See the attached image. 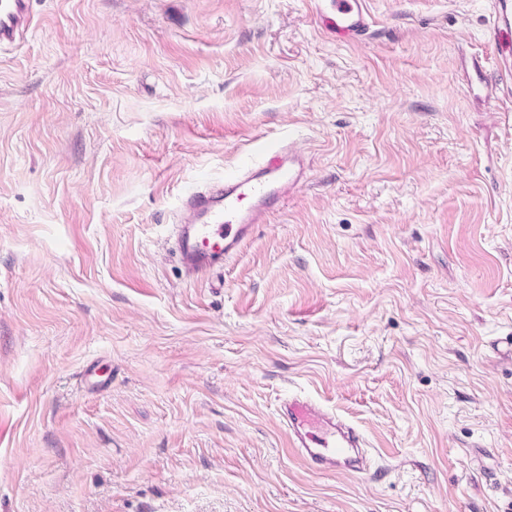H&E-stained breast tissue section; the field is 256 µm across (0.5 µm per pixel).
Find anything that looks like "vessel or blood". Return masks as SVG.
Returning a JSON list of instances; mask_svg holds the SVG:
<instances>
[{"label":"vessel or blood","mask_w":512,"mask_h":512,"mask_svg":"<svg viewBox=\"0 0 512 512\" xmlns=\"http://www.w3.org/2000/svg\"><path fill=\"white\" fill-rule=\"evenodd\" d=\"M32 0H0V45L20 39L32 24ZM321 20L333 23L337 34L362 38L369 20L365 0H316ZM493 46L504 69L512 68V0H493ZM304 155L288 146L270 147L239 174L215 187L190 194L189 213L178 225L173 252L193 277L223 268L254 235L257 225L307 177ZM282 420L288 446L311 470L323 474H360L370 457L358 430L332 409L309 397L283 400Z\"/></svg>","instance_id":"vessel-or-blood-1"}]
</instances>
